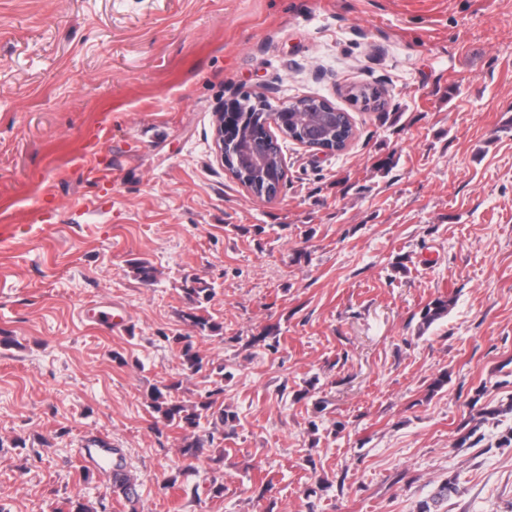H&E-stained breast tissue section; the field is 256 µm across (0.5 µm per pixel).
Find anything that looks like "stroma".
Listing matches in <instances>:
<instances>
[{"label": "stroma", "mask_w": 512, "mask_h": 512, "mask_svg": "<svg viewBox=\"0 0 512 512\" xmlns=\"http://www.w3.org/2000/svg\"><path fill=\"white\" fill-rule=\"evenodd\" d=\"M362 83L383 109L348 99ZM257 92L355 131L283 143L271 201L213 142ZM185 335L224 368V434L192 457L149 406L218 383ZM511 434L512 0H0L5 512H418L448 478L439 512H512ZM92 435L135 502L83 460ZM237 108L238 100L233 99L225 102L224 105L216 112L213 129L214 143L218 156L226 170L243 186L254 192L257 176L238 168L235 150L229 153L228 149H224L225 144L232 139L234 131L232 126L228 123V119L226 118V120H224V112H238ZM225 122L226 125H224ZM175 342L182 344V355L184 357V363L192 373H198L203 369H206L207 365H211V371L221 374L223 367L214 368L213 363L210 360L204 361V358L194 349L191 336H179L176 337Z\"/></svg>", "instance_id": "35a3bbf8"}]
</instances>
